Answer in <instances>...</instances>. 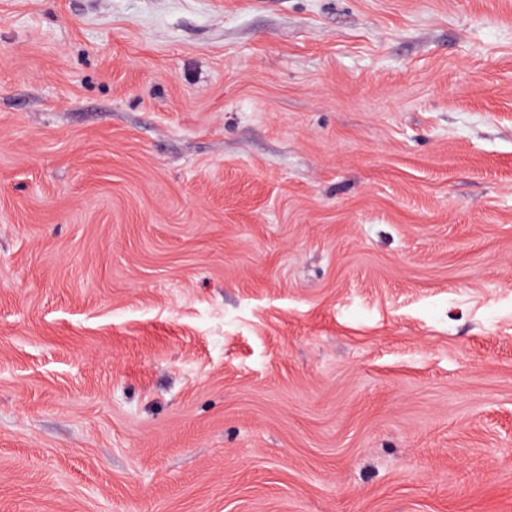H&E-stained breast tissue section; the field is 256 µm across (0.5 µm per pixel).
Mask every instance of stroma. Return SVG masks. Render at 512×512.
<instances>
[{
  "mask_svg": "<svg viewBox=\"0 0 512 512\" xmlns=\"http://www.w3.org/2000/svg\"><path fill=\"white\" fill-rule=\"evenodd\" d=\"M0 512H512V0H0Z\"/></svg>",
  "mask_w": 512,
  "mask_h": 512,
  "instance_id": "obj_1",
  "label": "stroma"
}]
</instances>
